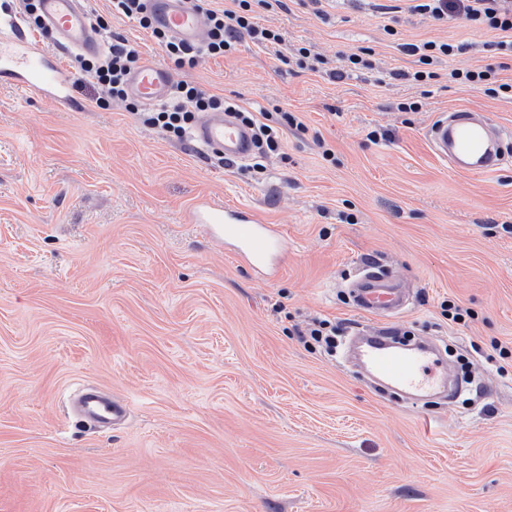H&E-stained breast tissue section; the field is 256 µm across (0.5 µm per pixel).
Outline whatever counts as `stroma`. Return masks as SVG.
Masks as SVG:
<instances>
[{
  "label": "stroma",
  "mask_w": 512,
  "mask_h": 512,
  "mask_svg": "<svg viewBox=\"0 0 512 512\" xmlns=\"http://www.w3.org/2000/svg\"><path fill=\"white\" fill-rule=\"evenodd\" d=\"M87 8L164 59L110 0ZM258 21L281 45L245 37L174 75L293 113L261 176L99 104L72 54L71 103L0 84V512H512V356L492 354L512 349V164L461 174L427 142L454 108L512 129V98L493 93L512 81L502 32L414 0H290ZM427 41L465 50L404 80L420 68L405 45ZM297 46L337 69L367 48L373 66L334 81L283 64ZM487 66L486 86L448 79ZM204 197L284 227L275 278L189 223ZM368 261L410 283L392 328L471 362L454 405L380 393L302 342L317 319L369 325L347 295ZM88 385L127 402L122 427L75 416Z\"/></svg>",
  "instance_id": "35a3bbf8"
}]
</instances>
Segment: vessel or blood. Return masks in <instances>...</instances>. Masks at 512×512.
Returning <instances> with one entry per match:
<instances>
[{"label": "vessel or blood", "mask_w": 512, "mask_h": 512, "mask_svg": "<svg viewBox=\"0 0 512 512\" xmlns=\"http://www.w3.org/2000/svg\"><path fill=\"white\" fill-rule=\"evenodd\" d=\"M40 9L48 29L55 35L59 53L102 50L101 35L89 21L85 0H40ZM148 9L157 28L184 43L197 44L206 36L205 18L190 7L188 0H148ZM0 77L57 101L69 99V76L57 55L49 54L30 40L13 19L8 20L6 27H0ZM174 81L167 66L149 59L131 75L128 89L131 96L150 104L166 98ZM507 136V130L493 126L470 109L439 115L427 132L429 146L437 157L453 170L475 175L501 168L502 143ZM192 139L204 150L233 162L247 161L255 151L251 131L228 112L201 113ZM188 219L223 236L231 254L262 277H276L288 254V235L284 229L267 223L253 208L229 209L204 198ZM350 294L354 308L374 321L372 327L359 334L361 361L374 386L402 392L415 400L444 390L451 369L431 344H393L388 322L408 307L410 296L405 284L390 272L369 268L351 283ZM82 408L84 417L92 422L110 421L117 425L128 414L126 401L107 403L92 390L84 394Z\"/></svg>", "instance_id": "b4317fda"}]
</instances>
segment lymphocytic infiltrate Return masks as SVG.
Returning a JSON list of instances; mask_svg holds the SVG:
<instances>
[{"instance_id": "obj_1", "label": "lymphocytic infiltrate", "mask_w": 512, "mask_h": 512, "mask_svg": "<svg viewBox=\"0 0 512 512\" xmlns=\"http://www.w3.org/2000/svg\"><path fill=\"white\" fill-rule=\"evenodd\" d=\"M146 0H112L113 11L135 21L145 30H151L156 44L178 66L195 67L205 58L221 57L235 50L241 37H249L255 44L273 47L283 41L279 30L262 26L257 21L258 10L275 7L286 8L287 0H234L231 10L211 8V0H190L192 8L203 14L208 25V36L196 46H187L169 34L152 30L145 8ZM420 11L440 20L448 13L458 12L469 21L504 32L505 40L498 42L501 54H512V0H424ZM82 74L100 87L110 98L127 102L133 113L139 114L147 125L159 128L177 139L187 137L198 113L229 108L228 100L209 94L197 85L181 81L172 89L169 97L151 108L129 99L126 79L141 63L135 43L123 36L113 37L108 47L94 56L76 59ZM239 117L253 127L258 152L251 168L265 172L268 156L278 153L282 147L284 129L296 126L295 116L288 112L278 113L271 122H262L255 113L239 110Z\"/></svg>"}]
</instances>
